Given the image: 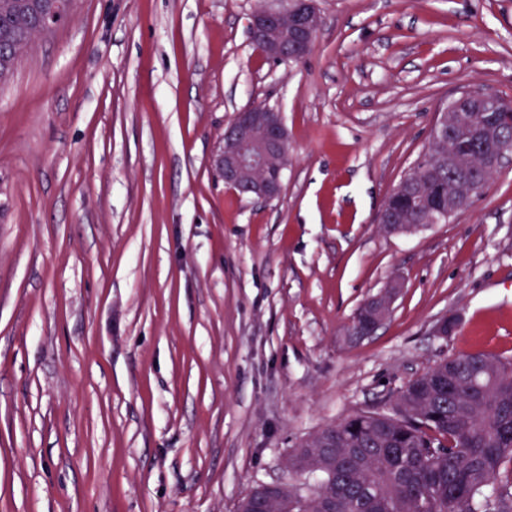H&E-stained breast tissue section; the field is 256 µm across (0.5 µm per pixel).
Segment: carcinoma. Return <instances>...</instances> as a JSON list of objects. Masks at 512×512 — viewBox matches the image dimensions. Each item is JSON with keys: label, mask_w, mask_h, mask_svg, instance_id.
<instances>
[{"label": "carcinoma", "mask_w": 512, "mask_h": 512, "mask_svg": "<svg viewBox=\"0 0 512 512\" xmlns=\"http://www.w3.org/2000/svg\"><path fill=\"white\" fill-rule=\"evenodd\" d=\"M38 0H0V83L37 36ZM485 157L506 141L480 131ZM460 159L428 144L399 183L412 222L430 224L453 193ZM497 170L488 161L468 176L488 185ZM372 313L360 307L348 332L373 333ZM326 448L305 440L288 469L325 483L326 494L304 498L298 512H512V362L476 353L444 359L408 381L387 411L358 412L325 430Z\"/></svg>", "instance_id": "1"}]
</instances>
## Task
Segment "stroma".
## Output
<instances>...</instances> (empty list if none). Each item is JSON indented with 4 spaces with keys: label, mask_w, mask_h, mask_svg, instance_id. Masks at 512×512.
<instances>
[{
    "label": "stroma",
    "mask_w": 512,
    "mask_h": 512,
    "mask_svg": "<svg viewBox=\"0 0 512 512\" xmlns=\"http://www.w3.org/2000/svg\"><path fill=\"white\" fill-rule=\"evenodd\" d=\"M258 5L78 0L0 84V512H234L441 360L512 358V164L447 223L378 222L446 100H512V0H319L290 66L253 52ZM259 103L270 201L214 166ZM263 105L235 114L224 130L215 166L227 189L245 198L272 200L283 189L286 166L272 163L288 159V130L281 113ZM399 287L398 283H394L384 293L372 296L364 303L372 309L378 324H381L389 315L396 288Z\"/></svg>",
    "instance_id": "1"
}]
</instances>
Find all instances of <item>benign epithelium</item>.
<instances>
[{"label": "benign epithelium", "instance_id": "7a95c632", "mask_svg": "<svg viewBox=\"0 0 512 512\" xmlns=\"http://www.w3.org/2000/svg\"><path fill=\"white\" fill-rule=\"evenodd\" d=\"M252 11L249 17L251 45L264 58L288 64L305 57L311 50L322 18L316 0H276ZM75 12L55 7L45 8L40 15V30L48 34L70 24ZM288 130L280 112L273 108L248 107L237 112L224 135L215 158V166L224 186L241 197L272 200L281 195L286 166L273 165L288 159ZM379 223L390 233H411L413 224L394 223L393 211L381 212ZM399 284L369 298L365 305L372 309L377 323L390 313ZM461 321L452 313L442 318L434 334L446 338Z\"/></svg>", "mask_w": 512, "mask_h": 512}]
</instances>
